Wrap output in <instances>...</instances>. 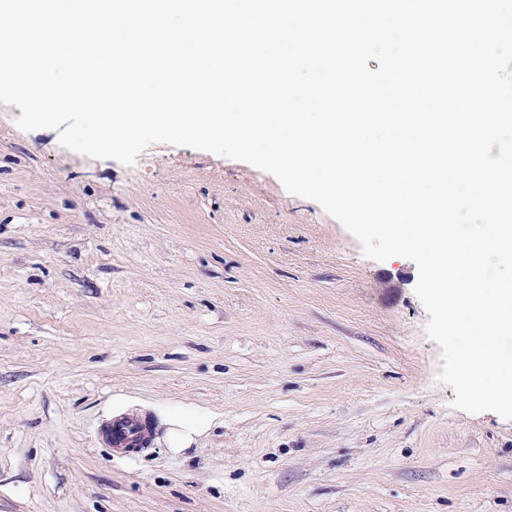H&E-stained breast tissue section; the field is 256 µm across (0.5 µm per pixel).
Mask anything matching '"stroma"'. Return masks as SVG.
<instances>
[{"label": "stroma", "instance_id": "1", "mask_svg": "<svg viewBox=\"0 0 512 512\" xmlns=\"http://www.w3.org/2000/svg\"><path fill=\"white\" fill-rule=\"evenodd\" d=\"M0 103V512H512V421L451 408L416 265L272 174L133 165ZM213 424L171 453L156 413ZM149 441L111 451L115 413Z\"/></svg>", "mask_w": 512, "mask_h": 512}]
</instances>
